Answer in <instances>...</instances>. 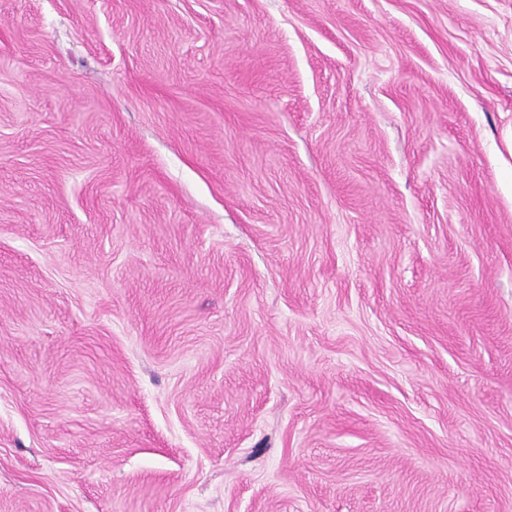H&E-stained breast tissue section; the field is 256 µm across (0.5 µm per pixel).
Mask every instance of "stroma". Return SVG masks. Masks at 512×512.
Here are the masks:
<instances>
[{
	"label": "stroma",
	"instance_id": "stroma-1",
	"mask_svg": "<svg viewBox=\"0 0 512 512\" xmlns=\"http://www.w3.org/2000/svg\"><path fill=\"white\" fill-rule=\"evenodd\" d=\"M512 512V0H0V512Z\"/></svg>",
	"mask_w": 512,
	"mask_h": 512
}]
</instances>
